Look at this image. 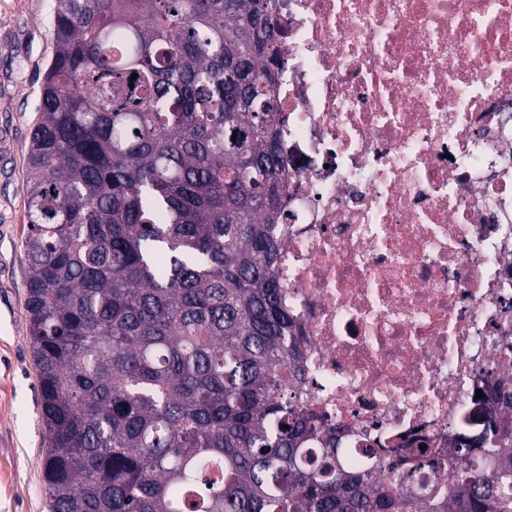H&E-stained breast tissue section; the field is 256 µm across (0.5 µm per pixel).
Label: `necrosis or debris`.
I'll return each mask as SVG.
<instances>
[{"label": "necrosis or debris", "mask_w": 512, "mask_h": 512, "mask_svg": "<svg viewBox=\"0 0 512 512\" xmlns=\"http://www.w3.org/2000/svg\"><path fill=\"white\" fill-rule=\"evenodd\" d=\"M304 382L359 461L477 431L512 373V0H268Z\"/></svg>", "instance_id": "obj_1"}]
</instances>
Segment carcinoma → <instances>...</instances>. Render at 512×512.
Returning a JSON list of instances; mask_svg holds the SVG:
<instances>
[{
  "mask_svg": "<svg viewBox=\"0 0 512 512\" xmlns=\"http://www.w3.org/2000/svg\"><path fill=\"white\" fill-rule=\"evenodd\" d=\"M52 24L26 239L50 512H512L503 388L413 495L408 460L352 464L287 392L267 0H54Z\"/></svg>",
  "mask_w": 512,
  "mask_h": 512,
  "instance_id": "obj_1",
  "label": "carcinoma"
}]
</instances>
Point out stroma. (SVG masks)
I'll return each mask as SVG.
<instances>
[{
	"label": "stroma",
	"instance_id": "obj_1",
	"mask_svg": "<svg viewBox=\"0 0 512 512\" xmlns=\"http://www.w3.org/2000/svg\"><path fill=\"white\" fill-rule=\"evenodd\" d=\"M54 0H0V512H50L26 311L31 135L53 55Z\"/></svg>",
	"mask_w": 512,
	"mask_h": 512
}]
</instances>
